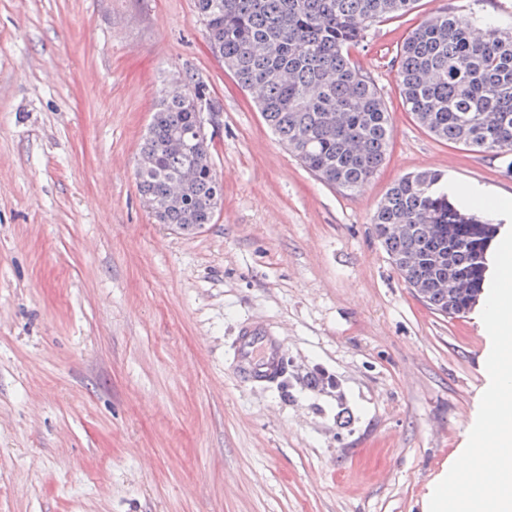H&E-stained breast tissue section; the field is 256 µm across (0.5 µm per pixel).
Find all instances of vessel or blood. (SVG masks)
I'll return each instance as SVG.
<instances>
[{
  "label": "vessel or blood",
  "mask_w": 512,
  "mask_h": 512,
  "mask_svg": "<svg viewBox=\"0 0 512 512\" xmlns=\"http://www.w3.org/2000/svg\"><path fill=\"white\" fill-rule=\"evenodd\" d=\"M285 368L283 344L264 326L247 323L240 328L235 369L247 382L281 377Z\"/></svg>",
  "instance_id": "vessel-or-blood-1"
}]
</instances>
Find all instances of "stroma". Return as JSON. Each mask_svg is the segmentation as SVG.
<instances>
[{
  "instance_id": "stroma-1",
  "label": "stroma",
  "mask_w": 512,
  "mask_h": 512,
  "mask_svg": "<svg viewBox=\"0 0 512 512\" xmlns=\"http://www.w3.org/2000/svg\"><path fill=\"white\" fill-rule=\"evenodd\" d=\"M512 26V0H416L352 49L390 116L345 193L278 141L210 51L193 0H0V512H424L484 391L478 309L430 310L372 217L408 173L512 196L502 158L439 141L391 64L441 14ZM204 80L224 192L155 223L134 173L173 74ZM286 345L238 379L240 326Z\"/></svg>"
}]
</instances>
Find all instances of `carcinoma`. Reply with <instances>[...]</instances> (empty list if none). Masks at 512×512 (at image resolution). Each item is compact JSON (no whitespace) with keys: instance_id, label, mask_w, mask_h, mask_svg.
<instances>
[{"instance_id":"cac0c4a2","label":"carcinoma","mask_w":512,"mask_h":512,"mask_svg":"<svg viewBox=\"0 0 512 512\" xmlns=\"http://www.w3.org/2000/svg\"><path fill=\"white\" fill-rule=\"evenodd\" d=\"M414 0H194L213 55L224 61L288 150L328 185L353 191L382 165L389 115L371 77L349 59L369 25L408 12ZM404 103L440 141L491 151L512 171V27L472 37L466 16L419 24L395 55ZM221 111L208 85L185 73L161 90L136 169L150 215L183 234L212 223L223 195L212 140L196 137V105ZM400 277L422 288L428 307L468 313L483 291L496 228L448 199L442 175L420 171L396 182L372 219ZM393 224H406L403 234ZM465 279L471 293L448 300L441 284Z\"/></svg>"}]
</instances>
